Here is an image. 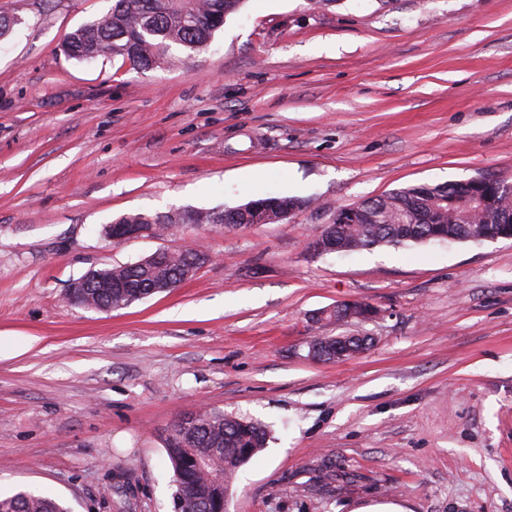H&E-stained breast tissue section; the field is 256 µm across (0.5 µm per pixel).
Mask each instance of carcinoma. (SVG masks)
I'll use <instances>...</instances> for the list:
<instances>
[{"instance_id":"cac0c4a2","label":"carcinoma","mask_w":512,"mask_h":512,"mask_svg":"<svg viewBox=\"0 0 512 512\" xmlns=\"http://www.w3.org/2000/svg\"><path fill=\"white\" fill-rule=\"evenodd\" d=\"M245 0H115L107 13L68 33L62 49L70 57L91 61L120 57L135 70H148L183 61L203 51ZM304 201L294 196L251 200L220 211L141 213L118 219L123 224H143L159 233L173 224H273L284 211L299 209ZM331 234L347 252L375 246H402L429 240L479 241L499 234L512 235V181L498 176L419 185L395 190L383 197L340 208L334 214ZM199 250H180L165 265L146 258L126 265L92 271L84 276L85 307L104 311L128 307L146 298L153 285L178 280L197 265ZM112 280L109 290L99 282ZM321 349L327 361L353 358L367 350V336H324ZM195 425L165 434L163 443L176 476V485L191 487L180 512H201L205 502H223L235 473L266 445L265 427L251 419L228 415L216 408L194 414ZM203 453L207 463L194 458ZM0 512H70L59 500L20 490L0 496Z\"/></svg>"}]
</instances>
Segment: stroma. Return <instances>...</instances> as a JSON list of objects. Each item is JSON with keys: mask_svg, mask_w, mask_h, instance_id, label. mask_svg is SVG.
Returning a JSON list of instances; mask_svg holds the SVG:
<instances>
[{"mask_svg": "<svg viewBox=\"0 0 512 512\" xmlns=\"http://www.w3.org/2000/svg\"><path fill=\"white\" fill-rule=\"evenodd\" d=\"M112 0H0V495L175 512L162 438L218 408L267 446L224 512H512V239L317 254L336 210L408 186L512 178V0H246L176 68L65 56ZM303 199L292 218L135 213ZM203 247L127 308L69 302L96 269ZM361 301L360 323L311 315ZM368 336L343 362L314 336ZM305 202L294 196H277L251 200L248 203L220 211H172L156 215H146L141 213L125 215L112 222L123 223L114 224V235L112 228L108 235L110 224L104 227V233L114 241H124L133 238H139L144 233L135 224H145V228L153 229L160 235L166 231L172 224H222L225 228H235L237 224H273L280 222L277 219L284 211L289 208H301ZM296 210H290L283 214L288 219ZM233 215L232 223L226 221V216ZM111 223V224H112Z\"/></svg>", "mask_w": 512, "mask_h": 512, "instance_id": "stroma-1", "label": "stroma"}]
</instances>
